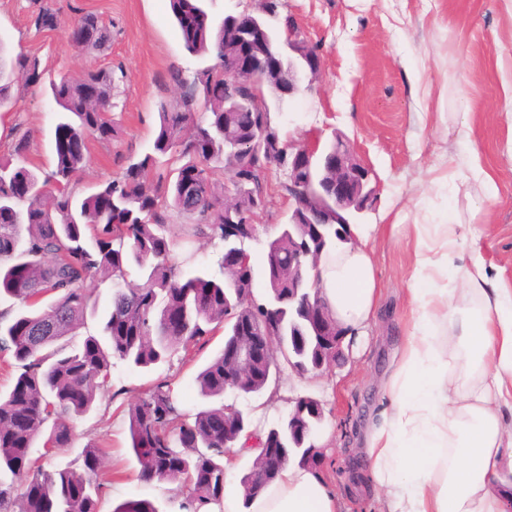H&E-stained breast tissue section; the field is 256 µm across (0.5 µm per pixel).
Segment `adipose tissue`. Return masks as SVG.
<instances>
[{
  "label": "adipose tissue",
  "mask_w": 512,
  "mask_h": 512,
  "mask_svg": "<svg viewBox=\"0 0 512 512\" xmlns=\"http://www.w3.org/2000/svg\"><path fill=\"white\" fill-rule=\"evenodd\" d=\"M433 185L450 186L472 214L499 196L478 157L456 152L433 167ZM411 254V307L394 349L397 371L384 389L387 409L367 436L362 460L383 494L381 512H512V285L493 274L472 224L406 223L395 215ZM354 242L318 269L320 294L342 326L376 317L373 226L351 225ZM459 341L457 356L441 337ZM335 492L314 471L287 466L248 512H341Z\"/></svg>",
  "instance_id": "obj_1"
}]
</instances>
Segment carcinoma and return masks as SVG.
Here are the masks:
<instances>
[{"instance_id": "carcinoma-1", "label": "carcinoma", "mask_w": 512, "mask_h": 512, "mask_svg": "<svg viewBox=\"0 0 512 512\" xmlns=\"http://www.w3.org/2000/svg\"><path fill=\"white\" fill-rule=\"evenodd\" d=\"M33 4L36 29L61 24L51 4ZM169 8L185 50L210 61L190 76L178 66L168 71L165 86L177 96L159 102L151 151L128 153L119 173L92 194H79L74 176L87 164L89 141L107 142L116 135L112 72L89 69L76 78L65 73L49 80L50 97L61 112L53 170L41 175L23 165L30 149L26 132L0 156V295L15 301L0 309V356L16 371L10 391L0 395V512H99V499L112 482L103 465L105 443L83 448L77 467L70 463L48 471L44 462L74 447V423L93 410L112 359L150 368L226 328L230 340L241 338L245 327L254 335L274 328L279 340L274 370L261 368L240 384L231 382L219 351L196 376L198 393L210 405L190 417L178 408L168 380L151 384L128 408L141 475L182 482L188 488L183 508L198 512L206 504H223L229 450L243 451L252 439L270 441L301 466V449L316 447L321 416L302 417L310 430L302 444L289 437L286 417L258 430L237 409L240 432L228 437L214 423L224 418L227 393L259 394L276 386L288 361L309 367L320 359L319 337L288 311V261L302 264L304 291L317 288L308 271L345 244L348 225L326 224L321 238L311 224L294 225L295 239L315 255L313 265L288 255V225H278L267 243L261 286L251 256L241 248L234 268L222 258L215 272L185 271L172 263L170 227L176 216L185 217L187 242L254 238V225H228L224 180H253L238 197V210L250 209L254 191L269 194L274 171L282 173L280 188L288 193V170L278 147L290 140L268 110L224 111V41L234 40V32L214 24L203 0H169ZM70 28L79 35L73 47L82 52L100 51L112 41V22L95 13L79 15ZM45 73L36 57L0 52V110L9 106L14 84L41 85ZM16 183L35 190L16 198ZM131 267L138 278H129ZM106 280L112 297L101 334L73 341L87 317L96 316ZM277 476L268 472L258 479L248 469L241 478L244 508Z\"/></svg>"}]
</instances>
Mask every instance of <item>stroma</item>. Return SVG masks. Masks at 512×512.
Here are the masks:
<instances>
[{
	"label": "stroma",
	"instance_id": "obj_1",
	"mask_svg": "<svg viewBox=\"0 0 512 512\" xmlns=\"http://www.w3.org/2000/svg\"><path fill=\"white\" fill-rule=\"evenodd\" d=\"M64 20L94 12L112 22V41L103 52L76 51L64 29L39 31L31 23V0H0V43L13 54L39 57L48 77L79 75L87 69L111 70L118 85L112 119L119 134L111 142L90 141V161L80 174L82 194L115 175L129 150H147L156 127L158 101L166 97L171 67L192 71L200 60L190 56L174 23L168 0H51ZM323 56L322 77L313 91L296 96L279 122L290 139L320 130L341 133L372 169L377 188L374 210L363 221L376 225V272L381 288L374 324L365 334L348 333V357L320 379L291 378L277 397L227 395L226 403L251 412L265 426L285 416L289 398L321 400L325 419L316 437L325 456L319 472L342 503V512H379L375 493L359 491L354 475L362 467L356 441L384 408L377 394L381 379L394 367L390 350L401 335L408 309L405 282L411 258L384 226L397 211L425 224L453 215L468 218L465 203H453L447 189L432 186L429 169L449 145L478 155L499 185L482 239L483 255L512 285V159L505 147L512 138L502 107L501 76L512 72V11L505 0H284ZM422 82L414 84L410 71ZM431 97H423V87ZM11 109L0 112V155L9 153L16 130L30 133L27 167L54 165L57 107L41 90L21 84L11 89ZM470 115V130L452 143L443 123L427 113ZM216 335L203 347L175 352L169 364L143 371L114 361L109 382L96 397L97 409L75 424V446L59 456L65 464L85 445L107 441V468L118 476L102 499L100 512H114L129 500H147L158 512H183L187 490L179 482H147L131 448L126 411L155 381L169 377L179 408L197 412L205 402L195 377L222 347Z\"/></svg>",
	"mask_w": 512,
	"mask_h": 512
}]
</instances>
